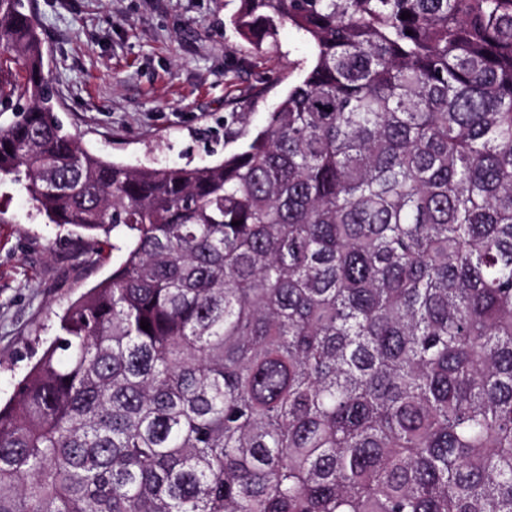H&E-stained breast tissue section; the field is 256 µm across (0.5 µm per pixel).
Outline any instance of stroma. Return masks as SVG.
I'll use <instances>...</instances> for the list:
<instances>
[{
	"mask_svg": "<svg viewBox=\"0 0 512 512\" xmlns=\"http://www.w3.org/2000/svg\"><path fill=\"white\" fill-rule=\"evenodd\" d=\"M66 130L130 166H206L237 151L301 79L312 47L289 24L254 49L236 0H32ZM0 404L55 335L58 317L122 260L83 253L24 190L0 186Z\"/></svg>",
	"mask_w": 512,
	"mask_h": 512,
	"instance_id": "35a3bbf8",
	"label": "stroma"
}]
</instances>
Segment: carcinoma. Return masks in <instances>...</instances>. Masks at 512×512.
<instances>
[{"label": "carcinoma", "instance_id": "cac0c4a2", "mask_svg": "<svg viewBox=\"0 0 512 512\" xmlns=\"http://www.w3.org/2000/svg\"><path fill=\"white\" fill-rule=\"evenodd\" d=\"M239 2L310 67L241 150L131 167L0 0V185L125 251L0 407V512H512V0Z\"/></svg>", "mask_w": 512, "mask_h": 512}]
</instances>
